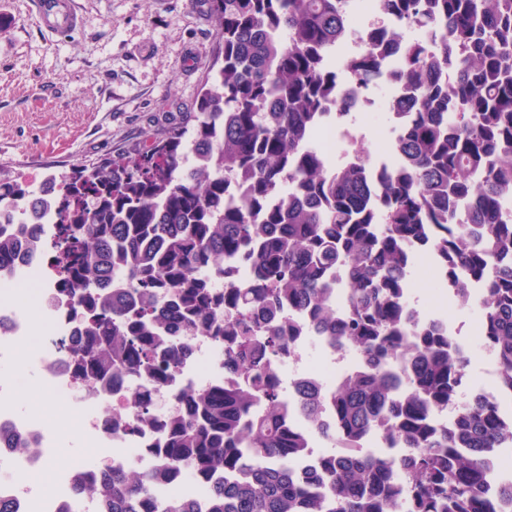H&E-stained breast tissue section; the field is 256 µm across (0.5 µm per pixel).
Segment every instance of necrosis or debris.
I'll return each mask as SVG.
<instances>
[{"instance_id":"obj_1","label":"necrosis or debris","mask_w":512,"mask_h":512,"mask_svg":"<svg viewBox=\"0 0 512 512\" xmlns=\"http://www.w3.org/2000/svg\"><path fill=\"white\" fill-rule=\"evenodd\" d=\"M346 4L353 24L348 35L336 45L333 58L339 67L360 53V36L365 29L378 23L390 31L400 26L397 16L385 12L380 0H346ZM337 92L341 99L348 101L349 110L355 115L390 125L399 120L394 109L395 101L401 96L397 86H386L381 97L346 85L338 87ZM358 138L356 125L339 119L320 128L309 146L334 164L351 156L353 143ZM43 290L54 302L48 307L41 329L37 330L32 326L24 302L27 296ZM0 320L7 324L6 330L0 331V361L17 360L19 348L34 342L35 348L28 360L35 364L40 384L64 406V413L57 420L59 429L77 426L97 451L95 467L77 464L69 468L66 492L46 499L43 512H104L102 502L76 495L89 471L103 473L142 462L154 464L152 450L163 440L166 423L180 413L183 394L221 387L229 381L224 372V348L220 343L174 333L172 341L185 345L188 350L183 365L173 380L149 388L153 415L133 425L129 422V403L136 384L110 389L74 374L68 352L74 332L69 299L52 287L40 268L26 267L10 259L0 261ZM351 359V354L339 351L327 338L306 333L299 336L292 354L281 366V374L288 383L289 418L299 417L301 390L298 382L301 378H310L322 386L334 384L337 372ZM0 426L29 442L25 448L0 449V461L10 471L9 477L0 479V500L7 502L12 512H32L33 501L26 481L49 465V432L39 414H17L1 399Z\"/></svg>"}]
</instances>
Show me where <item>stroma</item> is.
I'll return each instance as SVG.
<instances>
[{
    "instance_id": "stroma-1",
    "label": "stroma",
    "mask_w": 512,
    "mask_h": 512,
    "mask_svg": "<svg viewBox=\"0 0 512 512\" xmlns=\"http://www.w3.org/2000/svg\"><path fill=\"white\" fill-rule=\"evenodd\" d=\"M29 0H0V169L41 181L143 149L170 119L193 112L216 62V27L192 0H75L79 29L41 31ZM433 263L411 270L422 310L441 315L471 351L470 379H485L492 358L473 325L477 309L438 294ZM51 487L75 460L92 461L78 432L51 449Z\"/></svg>"
}]
</instances>
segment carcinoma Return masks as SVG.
I'll use <instances>...</instances> for the list:
<instances>
[{"label":"carcinoma","instance_id":"cac0c4a2","mask_svg":"<svg viewBox=\"0 0 512 512\" xmlns=\"http://www.w3.org/2000/svg\"><path fill=\"white\" fill-rule=\"evenodd\" d=\"M407 27L363 33L345 78L403 87L391 130L404 164L372 172L364 150L335 168L307 150L343 112L333 51L346 0H208L222 66L189 123L149 149L46 177L56 235L14 218L44 205L0 171V256L34 251L53 268L83 327L73 347L105 385L130 372L163 384L181 351L168 326L224 344L239 384L190 393L161 467L191 478L177 501L146 469L100 485L108 512H497L490 449L512 441L492 401H461L470 355L408 314L411 268L427 256L462 308L469 284L484 349L512 387V0H382ZM388 55L400 67L385 70ZM452 77L438 81L442 71ZM250 268L210 287L209 275ZM288 307L298 318L278 320ZM358 356L323 391L304 384L303 426L288 421L279 363L297 321ZM316 479L290 464L315 440Z\"/></svg>","mask_w":512,"mask_h":512}]
</instances>
